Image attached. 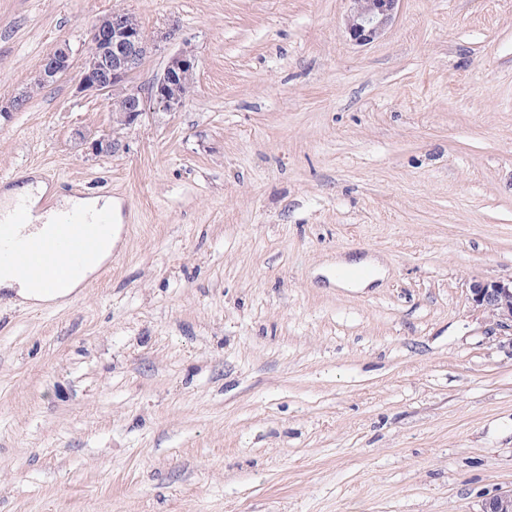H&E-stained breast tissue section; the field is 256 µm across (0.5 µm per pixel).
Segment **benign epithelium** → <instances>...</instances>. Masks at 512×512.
Masks as SVG:
<instances>
[{
    "instance_id": "1",
    "label": "benign epithelium",
    "mask_w": 512,
    "mask_h": 512,
    "mask_svg": "<svg viewBox=\"0 0 512 512\" xmlns=\"http://www.w3.org/2000/svg\"><path fill=\"white\" fill-rule=\"evenodd\" d=\"M356 7L349 20L353 40L363 43L373 39L391 20L399 0H354ZM166 40L160 32L150 36L137 20L123 10H113L101 17L88 31V51L80 66L78 93L88 97H105L113 130L131 128L152 103L165 112L179 111L194 87L197 67L193 51L184 47L173 54L163 74L148 87L147 92L131 84L133 75L150 51ZM73 65L68 46H59L41 61L37 86L53 84L66 77ZM118 146L110 136L94 139V154H109ZM475 305L492 314L500 335L512 341V279L477 282L470 288ZM483 512H512V490L498 494L484 504Z\"/></svg>"
}]
</instances>
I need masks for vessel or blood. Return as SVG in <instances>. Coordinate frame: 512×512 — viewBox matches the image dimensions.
<instances>
[{
	"mask_svg": "<svg viewBox=\"0 0 512 512\" xmlns=\"http://www.w3.org/2000/svg\"><path fill=\"white\" fill-rule=\"evenodd\" d=\"M26 204H18L11 216L0 215V265L29 273L47 289L61 287L76 276L109 233L108 212L70 213L57 217L55 230L45 237L23 235Z\"/></svg>",
	"mask_w": 512,
	"mask_h": 512,
	"instance_id": "obj_1",
	"label": "vessel or blood"
}]
</instances>
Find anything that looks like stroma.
Masks as SVG:
<instances>
[{
	"mask_svg": "<svg viewBox=\"0 0 512 512\" xmlns=\"http://www.w3.org/2000/svg\"><path fill=\"white\" fill-rule=\"evenodd\" d=\"M0 0V176L120 204L70 301L0 295V512H482L512 490V0ZM115 9L194 90L120 145L41 59ZM26 97L24 108L12 102ZM379 259L339 288L342 258ZM349 33L356 42H368L391 20L399 0H354ZM366 267L372 270V274L366 277L353 276L359 268ZM384 275L383 266L374 259L360 261L336 262V286L344 288H367ZM476 306L492 314L493 324L501 336L512 341V279L508 281L477 282L470 288Z\"/></svg>",
	"mask_w": 512,
	"mask_h": 512,
	"instance_id": "stroma-1",
	"label": "stroma"
}]
</instances>
